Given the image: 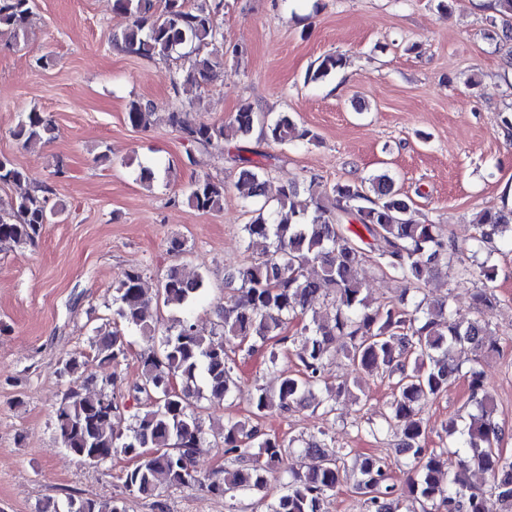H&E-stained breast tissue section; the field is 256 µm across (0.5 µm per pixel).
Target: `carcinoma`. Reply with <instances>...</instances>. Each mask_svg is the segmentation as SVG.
<instances>
[{
  "label": "carcinoma",
  "instance_id": "1",
  "mask_svg": "<svg viewBox=\"0 0 512 512\" xmlns=\"http://www.w3.org/2000/svg\"><path fill=\"white\" fill-rule=\"evenodd\" d=\"M224 0H113V10L131 17L130 24L109 34L113 46L125 53L147 58L182 60V74L172 79L179 93L180 79L199 87L224 72V56L204 49L224 39L219 16ZM491 26H501L500 42L512 41V0H493ZM32 0H0V35L15 42L26 32ZM341 55L328 54L307 72L318 81L343 68ZM154 106L133 100L127 122L135 128L151 125ZM168 122L197 151L227 154V161L240 168L236 189L246 212L251 214L243 231L248 249L257 253L239 266L231 280L239 283L225 297L218 311L221 333L204 337L187 317H178L159 330L142 288V271H126L114 287L113 324L154 340L161 335V351L142 356L143 379L138 390L150 400L129 432L115 428L117 400L102 392H84L78 381L85 363L75 357L62 359L58 373L70 386L56 412V430L61 445L79 462L99 464L121 453L134 460L124 476L128 494L152 497L172 487L198 482L193 470L197 448L205 437L203 423L191 409L194 390H204L212 400L234 397L237 387L231 353L245 347L252 354L275 340L288 339V327L300 325L299 345L294 353L299 369L281 378L276 388L257 386L250 397L256 417L284 413L296 405L312 402L313 389L321 386L325 361L342 355L354 369L379 371L393 379L392 398L383 415L405 454L409 477L400 487L393 481L391 462L373 455L358 459L361 492L366 512H400L404 499L420 505L421 512H489L493 500L499 512H512V456L499 445L506 432L494 420L496 405L485 389L482 362L496 356L499 347L489 322L482 318L463 321L455 317L448 300L428 299L425 288L439 267L455 265L459 279L478 277L483 287L473 294L475 309L493 310L496 296L489 283L495 269L483 261L472 266L455 260L459 248L444 237L439 225L421 223L411 210V200L394 188L387 172L361 181L339 182L327 194L312 179L300 188L290 185L276 201L265 198L269 168L240 153L224 151L226 128L245 138L260 126V135L280 146L316 139L287 112L274 117L240 108L228 123L196 125L182 107L173 102ZM13 137L25 149L51 142L56 127L35 110L22 116ZM172 170L140 166L138 178L153 185L168 184ZM26 172L9 157L0 156V183L19 185ZM224 182L210 176L191 184L187 200L202 212L224 208ZM48 197L25 194L12 212L0 214V244L31 245L57 211ZM362 230L346 227V218ZM499 241L512 244V207L488 209L481 215L473 237V254ZM370 266L389 273L411 287L412 300L373 307L364 295L361 272ZM318 267L321 274L311 269ZM207 288L203 274L187 277L178 268L167 270L159 295L163 304L183 311ZM321 296L331 297L332 314L325 318L313 307ZM102 363L119 365L127 358V341L115 329L95 341ZM468 382L476 412L458 428L450 425L454 448L426 447L428 425L422 405L447 392L451 380ZM326 396L317 401L324 413L336 411L343 394H351L343 381L324 386ZM331 444L317 437L306 442L301 453L304 470L288 473L282 492L268 505V512H325L329 498L345 477L341 451L324 452ZM286 455V444L258 425L230 421L224 425L223 476L209 479L208 492L235 497L241 491L267 489L269 475L277 472ZM490 477L486 489L474 488L467 476L470 466ZM43 512H126L121 501L101 505L93 500H70L64 507L46 506Z\"/></svg>",
  "mask_w": 512,
  "mask_h": 512
}]
</instances>
